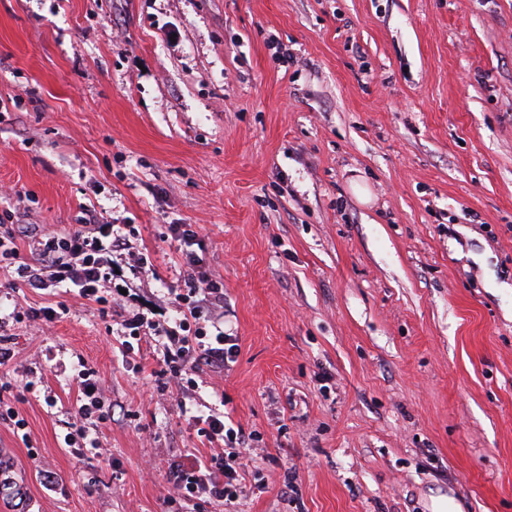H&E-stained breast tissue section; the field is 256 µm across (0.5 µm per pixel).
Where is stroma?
I'll use <instances>...</instances> for the list:
<instances>
[{"instance_id": "obj_1", "label": "stroma", "mask_w": 512, "mask_h": 512, "mask_svg": "<svg viewBox=\"0 0 512 512\" xmlns=\"http://www.w3.org/2000/svg\"><path fill=\"white\" fill-rule=\"evenodd\" d=\"M131 224L152 271L111 314L0 272V512H176L188 413L253 433L202 512H512V0H0V225ZM206 236L239 351L163 386L111 335ZM102 455L61 447L79 367Z\"/></svg>"}]
</instances>
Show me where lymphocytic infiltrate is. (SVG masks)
<instances>
[{
    "label": "lymphocytic infiltrate",
    "instance_id": "1",
    "mask_svg": "<svg viewBox=\"0 0 512 512\" xmlns=\"http://www.w3.org/2000/svg\"><path fill=\"white\" fill-rule=\"evenodd\" d=\"M166 235L176 242L190 274L174 293L179 318H155L136 313L122 320L118 334L125 353L149 337L160 345L158 377L177 385L195 384L201 363L225 367L237 352L234 336L224 330V286L200 273L203 239L196 225L170 224ZM28 247L39 258L38 265L22 260L14 233L0 236V269L14 270L25 285L42 290L59 288L65 293L91 300L102 311L112 308V287H131L133 278L148 274L146 255L133 251L124 225L88 223L63 235L43 234L32 238ZM126 251L129 271L121 273L112 255ZM79 395L77 425L61 435L66 448L100 450L98 425L111 416L104 392L94 371L80 370L76 377ZM197 434L213 444L210 455L190 460H173L167 480L175 495L186 502L202 498L234 502L246 485L248 473L240 460L245 443L242 432L224 426L220 412L197 418Z\"/></svg>",
    "mask_w": 512,
    "mask_h": 512
}]
</instances>
